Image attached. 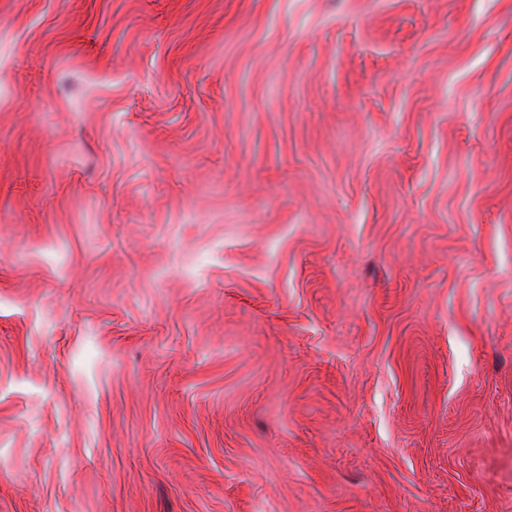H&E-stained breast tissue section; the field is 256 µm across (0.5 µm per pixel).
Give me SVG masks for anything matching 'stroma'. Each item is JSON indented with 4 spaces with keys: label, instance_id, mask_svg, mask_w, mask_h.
Segmentation results:
<instances>
[{
    "label": "stroma",
    "instance_id": "obj_1",
    "mask_svg": "<svg viewBox=\"0 0 512 512\" xmlns=\"http://www.w3.org/2000/svg\"><path fill=\"white\" fill-rule=\"evenodd\" d=\"M0 512H512V0H0Z\"/></svg>",
    "mask_w": 512,
    "mask_h": 512
}]
</instances>
